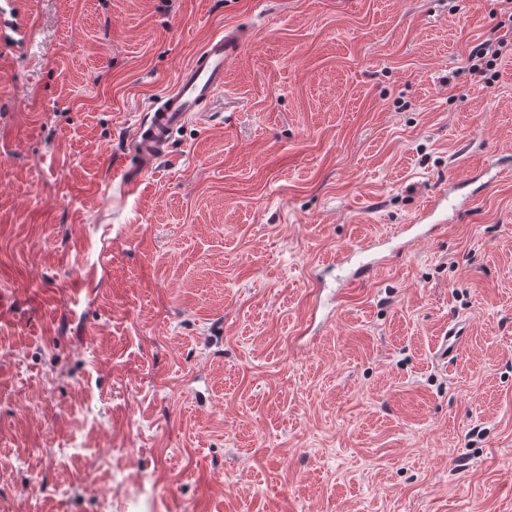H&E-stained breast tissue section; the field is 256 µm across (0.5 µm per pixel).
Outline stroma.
Listing matches in <instances>:
<instances>
[{
    "label": "stroma",
    "mask_w": 512,
    "mask_h": 512,
    "mask_svg": "<svg viewBox=\"0 0 512 512\" xmlns=\"http://www.w3.org/2000/svg\"><path fill=\"white\" fill-rule=\"evenodd\" d=\"M507 21L0 0V512H512V54L469 69ZM235 28L120 198L151 101ZM443 191L474 202L417 223ZM251 34L227 30L212 37L179 73L173 87L154 102L146 120L135 133L132 167L119 168L124 189L132 193L140 178L153 172L167 152L172 133L192 115L202 117L206 106L224 89V70L241 51Z\"/></svg>",
    "instance_id": "1"
}]
</instances>
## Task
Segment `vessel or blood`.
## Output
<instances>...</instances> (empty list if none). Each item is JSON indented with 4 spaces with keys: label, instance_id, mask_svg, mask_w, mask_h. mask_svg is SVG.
<instances>
[{
    "label": "vessel or blood",
    "instance_id": "b4317fda",
    "mask_svg": "<svg viewBox=\"0 0 512 512\" xmlns=\"http://www.w3.org/2000/svg\"><path fill=\"white\" fill-rule=\"evenodd\" d=\"M246 31L228 30L212 37L179 73L173 87L154 102L135 133V160L123 168L124 189L133 192L166 153L172 133L191 116H202L224 88V70L249 40Z\"/></svg>",
    "mask_w": 512,
    "mask_h": 512
}]
</instances>
